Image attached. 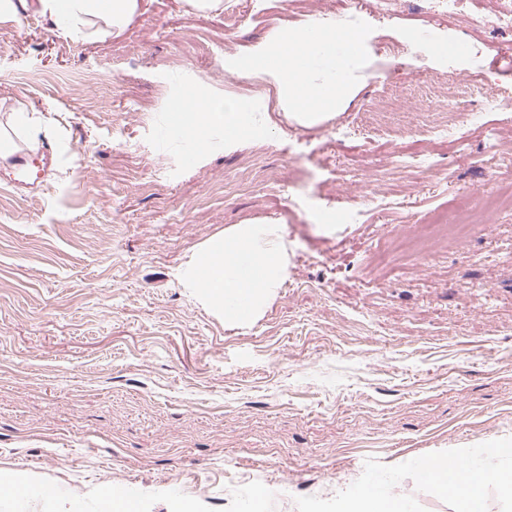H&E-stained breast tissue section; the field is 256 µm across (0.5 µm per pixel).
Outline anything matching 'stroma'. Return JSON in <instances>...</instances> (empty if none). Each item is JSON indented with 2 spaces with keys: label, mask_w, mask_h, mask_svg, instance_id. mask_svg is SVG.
Here are the masks:
<instances>
[{
  "label": "stroma",
  "mask_w": 512,
  "mask_h": 512,
  "mask_svg": "<svg viewBox=\"0 0 512 512\" xmlns=\"http://www.w3.org/2000/svg\"><path fill=\"white\" fill-rule=\"evenodd\" d=\"M235 3L233 23L139 0L119 28L72 34L32 5L0 24V135L52 147L42 175L0 170V479L90 508L120 485L138 512H312L377 479L409 512H454L418 460L512 467L492 454L512 448V208L466 242L407 243L499 189L483 161L512 118L439 134L428 76L477 71L512 96V36L479 23L512 0L394 17L381 0ZM320 11L368 30L345 100L303 125L241 64ZM462 41L478 54L435 49ZM182 96L246 98L269 121L231 143L173 131ZM238 224L281 226L288 277L232 327L182 271Z\"/></svg>",
  "instance_id": "1"
}]
</instances>
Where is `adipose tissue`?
I'll list each match as a JSON object with an SVG mask.
<instances>
[{"mask_svg":"<svg viewBox=\"0 0 512 512\" xmlns=\"http://www.w3.org/2000/svg\"><path fill=\"white\" fill-rule=\"evenodd\" d=\"M136 8L137 0H37L44 17L55 24L68 22L74 30L88 15L121 26ZM357 40L354 33L338 34L312 23L255 48L250 69L273 77L295 119L306 124L346 95L349 77L361 60L350 49ZM180 104L181 111L169 115L179 129L218 127L228 142L257 122L253 107L244 101L189 97ZM286 276L287 245L275 224H239L226 230L204 247L188 274L191 286L234 326L254 321ZM424 481L436 496L450 498L454 512H479L482 506L485 484L468 464L453 474L447 465H434Z\"/></svg>","mask_w":512,"mask_h":512,"instance_id":"1","label":"adipose tissue"}]
</instances>
